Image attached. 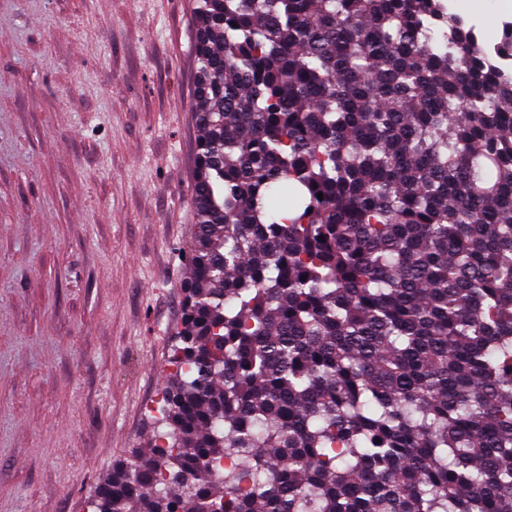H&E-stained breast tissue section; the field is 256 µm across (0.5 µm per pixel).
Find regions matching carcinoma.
I'll use <instances>...</instances> for the list:
<instances>
[{
  "label": "carcinoma",
  "instance_id": "obj_1",
  "mask_svg": "<svg viewBox=\"0 0 512 512\" xmlns=\"http://www.w3.org/2000/svg\"><path fill=\"white\" fill-rule=\"evenodd\" d=\"M194 49L159 429L89 512H512V79L443 0H200Z\"/></svg>",
  "mask_w": 512,
  "mask_h": 512
}]
</instances>
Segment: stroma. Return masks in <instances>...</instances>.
I'll use <instances>...</instances> for the list:
<instances>
[{
    "label": "stroma",
    "mask_w": 512,
    "mask_h": 512,
    "mask_svg": "<svg viewBox=\"0 0 512 512\" xmlns=\"http://www.w3.org/2000/svg\"><path fill=\"white\" fill-rule=\"evenodd\" d=\"M198 0H0V512H86L156 426L191 185ZM447 0L493 48L512 11Z\"/></svg>",
    "instance_id": "obj_1"
}]
</instances>
